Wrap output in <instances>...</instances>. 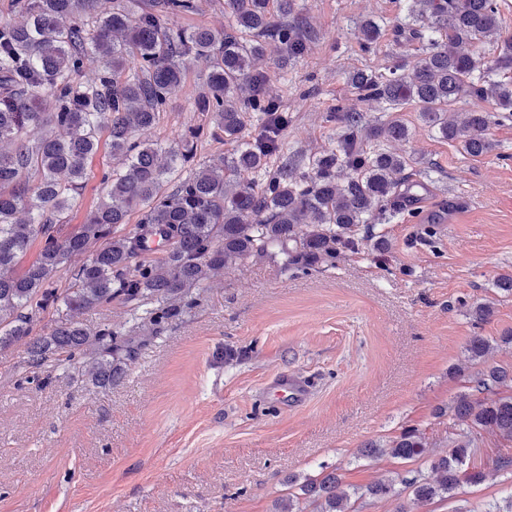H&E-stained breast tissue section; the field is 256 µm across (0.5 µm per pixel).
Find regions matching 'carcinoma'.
<instances>
[{"instance_id": "cac0c4a2", "label": "carcinoma", "mask_w": 512, "mask_h": 512, "mask_svg": "<svg viewBox=\"0 0 512 512\" xmlns=\"http://www.w3.org/2000/svg\"><path fill=\"white\" fill-rule=\"evenodd\" d=\"M18 4L14 16L0 19V143L11 144L0 150V349L22 345L28 366L64 363L101 389L124 374L112 363L118 336L109 329L91 333L75 314L118 299L154 323L229 266L267 256L282 257L286 266L333 262L371 240L384 253L373 221L400 194L412 164L384 148L409 136L400 106L421 104L424 124L470 157L495 148L494 113L512 117V37L503 36L498 0H405L402 35L420 43L421 52L399 73L348 77L360 98L382 106L385 120L365 125L358 112H337L336 147L275 168L280 139L245 134L251 121L264 127L274 116L288 127L280 99L263 92L269 76L255 62L271 49L282 64L307 51L302 23L276 20L293 13L295 0H224L222 29L169 26L174 16L198 12L201 0H153L146 8L138 0H112L110 9L100 0ZM380 30L376 20L361 21L364 50ZM487 41L496 45L491 61L470 50ZM88 55L100 69L77 82ZM188 57L206 67V91L193 108L206 114L207 128L190 127L170 144L140 138L158 123ZM463 98L472 106L456 108ZM104 122L113 159L102 175L104 193L85 222L60 237L55 224L87 179ZM205 133L235 149L178 176ZM243 171L257 183L241 181ZM134 214V232H121ZM37 242V257L23 264ZM156 250L160 256L146 260ZM76 260L68 287L54 288L57 273ZM49 308L54 326L32 335ZM495 310L489 300L470 306L479 322ZM490 347L488 338L472 336L465 351L478 364ZM448 410L467 429L448 440L447 455L431 461L432 476L416 471L377 480L367 494L398 496L400 484L423 504L447 500L462 483H483L486 472L475 459L482 433L512 441V363L471 373ZM427 447L423 433L405 428L386 445H364L358 456L415 461ZM354 493L336 472L320 473L276 500L273 512H307L310 505L313 512H353Z\"/></svg>"}]
</instances>
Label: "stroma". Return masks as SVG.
<instances>
[{
    "mask_svg": "<svg viewBox=\"0 0 512 512\" xmlns=\"http://www.w3.org/2000/svg\"><path fill=\"white\" fill-rule=\"evenodd\" d=\"M403 0H296L311 33L304 56L275 59L271 92L289 117L282 155L307 156L336 142L330 112L380 123L377 105L359 100L349 73L387 74L417 53L399 32ZM385 22L373 51L361 50L360 20ZM150 137L169 142L205 124L192 103L205 66L189 59ZM420 106L403 105L409 137L391 151L417 159L415 204L391 203L380 218L385 254L365 249L336 264L283 266L264 257L224 269L193 289V305L142 326L115 300L80 316L90 331L112 329L124 375L103 390L55 369L39 384L23 347L0 351V512H271L289 480L338 470L364 489L412 469L428 471L447 454L457 428L445 414L465 389L464 347L475 335L512 329V298L496 279L512 274V120L493 124L494 153L462 157L424 127ZM112 166L108 135L88 160V178L60 234L82 224ZM495 300L491 321L468 306ZM299 380L302 395L282 390ZM415 428L429 442L415 463L358 457L367 442L386 444ZM512 443L483 434L476 458L482 484L417 512H485L512 493V474L496 470Z\"/></svg>",
    "mask_w": 512,
    "mask_h": 512,
    "instance_id": "stroma-1",
    "label": "stroma"
}]
</instances>
